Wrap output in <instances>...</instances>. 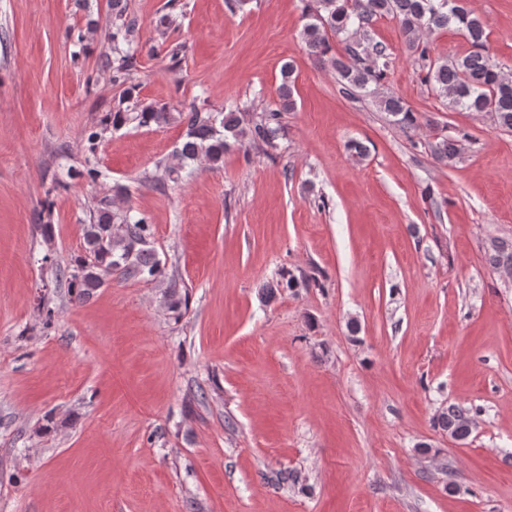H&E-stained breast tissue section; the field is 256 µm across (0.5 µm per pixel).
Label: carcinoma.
I'll return each mask as SVG.
<instances>
[{
	"mask_svg": "<svg viewBox=\"0 0 512 512\" xmlns=\"http://www.w3.org/2000/svg\"><path fill=\"white\" fill-rule=\"evenodd\" d=\"M307 22L301 40L308 54L319 61L327 60L336 71L338 84L347 95L366 93L378 98L380 109L406 130L419 125L414 110L393 94H383L380 86L389 69L386 47L369 42L373 23L385 16L398 20L415 60L426 68L424 80L449 106L469 112H491L499 127L512 132V77L493 61L488 51L486 18L468 9L465 0H305ZM450 25L461 30L471 44V51L450 60L433 59L421 36ZM341 45L340 54L333 53L331 39ZM136 21L126 14L122 0H112L111 54L106 65L112 71V82L127 81L136 64ZM293 66L281 70L278 107L262 113L254 125L246 129L237 113L202 112L191 106L187 112L173 113L165 106L144 105L135 100V88L126 89L132 106L107 113L99 123L84 131L87 151L93 155L111 128L128 123L141 127L169 121L187 126L186 138L177 151L178 168L174 173L191 175L195 164L205 160L212 165L223 161L228 139L250 138L255 144L274 146L282 128L285 112L296 108ZM436 159L447 161L458 154L457 145L446 138L432 146ZM152 226L143 216L131 211H114L105 206L91 215L83 227L82 254L67 270L56 277L67 282L73 296L85 300L120 272L128 277L152 278L160 272L159 260L146 248ZM488 260L495 267H512V242L492 245ZM437 425L463 438L469 434L470 419L452 405L437 417Z\"/></svg>",
	"mask_w": 512,
	"mask_h": 512,
	"instance_id": "obj_1",
	"label": "carcinoma"
}]
</instances>
